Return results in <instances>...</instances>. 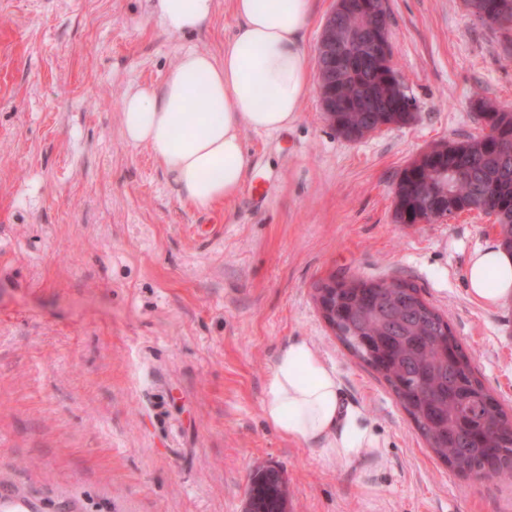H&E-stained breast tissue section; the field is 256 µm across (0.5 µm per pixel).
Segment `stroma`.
<instances>
[{
	"label": "stroma",
	"instance_id": "1",
	"mask_svg": "<svg viewBox=\"0 0 512 512\" xmlns=\"http://www.w3.org/2000/svg\"><path fill=\"white\" fill-rule=\"evenodd\" d=\"M153 0H0V512H244L273 466L288 512H512V477L457 474L385 380L336 337L320 284L404 279L448 320L512 415V299L486 306L467 264L494 216L394 220L402 170L479 135L472 96L512 107V47L462 0H385L414 120L338 137L316 91L297 120L243 130L245 184L198 209L126 141V93L187 50L223 58L236 19L174 35ZM334 367L378 447L350 463L281 436L263 401L282 347Z\"/></svg>",
	"mask_w": 512,
	"mask_h": 512
}]
</instances>
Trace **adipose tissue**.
<instances>
[{
    "mask_svg": "<svg viewBox=\"0 0 512 512\" xmlns=\"http://www.w3.org/2000/svg\"><path fill=\"white\" fill-rule=\"evenodd\" d=\"M232 2L238 22L223 59L187 51L160 87H139L121 103L125 139L148 146L199 209L236 196L249 164L243 129H286L311 88L303 50L309 0ZM215 3L157 0L155 12L168 32L183 34L205 27ZM468 283L482 304L511 298L512 253L498 246L475 251ZM263 410L283 437L343 462L376 444L364 412L344 401L334 367L303 339L280 350Z\"/></svg>",
    "mask_w": 512,
    "mask_h": 512,
    "instance_id": "ef3b65f1",
    "label": "adipose tissue"
}]
</instances>
